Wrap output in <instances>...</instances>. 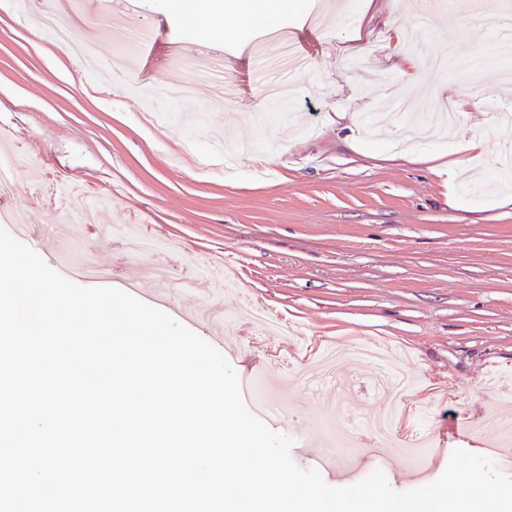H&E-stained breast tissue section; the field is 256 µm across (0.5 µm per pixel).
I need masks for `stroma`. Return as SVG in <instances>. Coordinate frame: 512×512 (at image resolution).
I'll use <instances>...</instances> for the list:
<instances>
[{"label":"stroma","mask_w":512,"mask_h":512,"mask_svg":"<svg viewBox=\"0 0 512 512\" xmlns=\"http://www.w3.org/2000/svg\"><path fill=\"white\" fill-rule=\"evenodd\" d=\"M27 2L20 12L0 0V150L16 158L0 228L26 208L49 266L96 249L113 287L138 281L148 304L165 290L140 278L123 234L156 235L154 260L184 284L164 312L211 303L217 316L191 330L216 347L238 338L264 360L269 427L293 438L295 463L307 467L329 434L348 432L357 472L335 461L321 473L331 486L380 469L408 491L414 475L436 480L452 449L487 454L496 420L512 417V133L489 121L512 105V42L489 27L495 0H288L276 25L306 61L298 71L254 30L227 40L155 0H139L135 14L124 0ZM45 12L94 45L95 59L46 36L36 23ZM397 29L418 37L395 40ZM183 49L193 91L174 101L159 88ZM482 54L495 69L477 75ZM272 82L285 87L275 99ZM447 89L471 96L462 128L484 153L441 131ZM73 189L109 199L99 221L120 235L99 241L69 226L62 202ZM242 296L287 322L304 351L290 359L279 337L251 339ZM378 342L413 379V430L461 432L444 446L431 440L422 460L404 454L403 436L355 430L389 401L374 366L338 371L354 393L343 406L296 380L313 368L314 346ZM310 418L326 432L303 435Z\"/></svg>","instance_id":"1"}]
</instances>
